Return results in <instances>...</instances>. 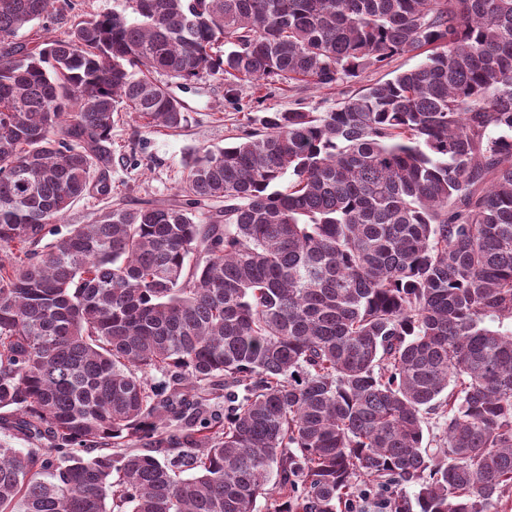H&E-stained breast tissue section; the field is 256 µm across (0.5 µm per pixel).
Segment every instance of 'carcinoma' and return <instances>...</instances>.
I'll use <instances>...</instances> for the list:
<instances>
[{
	"mask_svg": "<svg viewBox=\"0 0 512 512\" xmlns=\"http://www.w3.org/2000/svg\"><path fill=\"white\" fill-rule=\"evenodd\" d=\"M55 3L0 0V429L29 445L0 443V512H254L268 487L276 512H352L362 491L497 512L512 0H127L12 41ZM405 53L425 58L194 155L186 203L42 244L110 166L115 113L186 121L154 74L328 87Z\"/></svg>",
	"mask_w": 512,
	"mask_h": 512,
	"instance_id": "cac0c4a2",
	"label": "carcinoma"
}]
</instances>
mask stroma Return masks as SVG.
<instances>
[{
    "label": "stroma",
    "mask_w": 512,
    "mask_h": 512,
    "mask_svg": "<svg viewBox=\"0 0 512 512\" xmlns=\"http://www.w3.org/2000/svg\"><path fill=\"white\" fill-rule=\"evenodd\" d=\"M126 6V0H70L60 11L25 26L16 40L30 46L41 37L64 38L84 16L120 12ZM417 63L413 55H397L384 68H365L357 77L326 89L283 80L266 86L256 81L243 82L230 91L219 74L203 76L183 88L179 83L169 82L167 76H159V83L169 84L173 93L183 100L186 123L175 130L146 128L130 113H120L112 129V164L107 172L92 171L90 178L95 181L107 177L113 195L130 208L148 202L174 201L184 175V164L198 151L233 142L243 127L268 112L331 110L359 90L385 81L394 71L414 67ZM109 205V200L94 193L77 200L62 220L52 225L48 241L62 239L72 225L92 223Z\"/></svg>",
    "instance_id": "obj_1"
}]
</instances>
